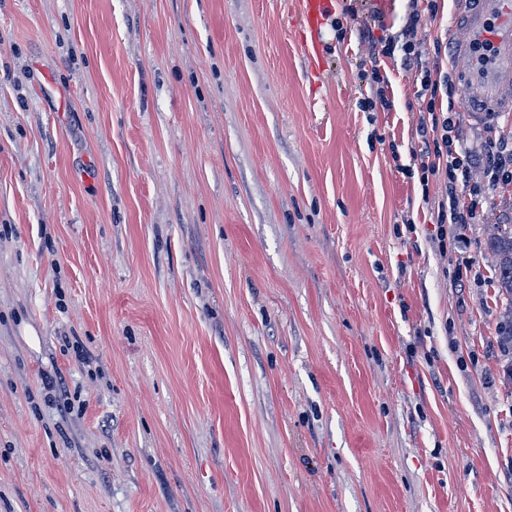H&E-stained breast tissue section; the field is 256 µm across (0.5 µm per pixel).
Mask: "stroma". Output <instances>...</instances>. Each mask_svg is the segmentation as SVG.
<instances>
[{"mask_svg":"<svg viewBox=\"0 0 512 512\" xmlns=\"http://www.w3.org/2000/svg\"><path fill=\"white\" fill-rule=\"evenodd\" d=\"M438 5L418 37L457 82ZM299 13L0 0V512H512V184L440 251L413 72L328 25L312 70ZM373 65L390 110L359 105ZM512 212L508 222L493 224L489 237V250L495 261L496 288L499 297L505 300L499 327L498 338L503 356L508 363L503 367L509 384L512 385Z\"/></svg>","mask_w":512,"mask_h":512,"instance_id":"obj_1","label":"stroma"}]
</instances>
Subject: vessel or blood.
I'll use <instances>...</instances> for the list:
<instances>
[{"label": "vessel or blood", "instance_id": "vessel-or-blood-1", "mask_svg": "<svg viewBox=\"0 0 512 512\" xmlns=\"http://www.w3.org/2000/svg\"><path fill=\"white\" fill-rule=\"evenodd\" d=\"M333 10V0H302L299 30L310 63L322 68L318 35ZM457 51L468 54L464 101L481 114L512 112V0H473L462 15Z\"/></svg>", "mask_w": 512, "mask_h": 512}]
</instances>
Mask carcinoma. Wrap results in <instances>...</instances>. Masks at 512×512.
Returning <instances> with one entry per match:
<instances>
[{
	"label": "carcinoma",
	"mask_w": 512,
	"mask_h": 512,
	"mask_svg": "<svg viewBox=\"0 0 512 512\" xmlns=\"http://www.w3.org/2000/svg\"><path fill=\"white\" fill-rule=\"evenodd\" d=\"M488 246L495 261L496 288L499 297L505 300L498 338L503 356L508 359L504 374L512 385V224L492 225Z\"/></svg>",
	"instance_id": "1"
}]
</instances>
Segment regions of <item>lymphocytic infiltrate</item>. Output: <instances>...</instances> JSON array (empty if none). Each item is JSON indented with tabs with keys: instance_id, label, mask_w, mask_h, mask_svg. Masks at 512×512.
<instances>
[{
	"instance_id": "f902f5d3",
	"label": "lymphocytic infiltrate",
	"mask_w": 512,
	"mask_h": 512,
	"mask_svg": "<svg viewBox=\"0 0 512 512\" xmlns=\"http://www.w3.org/2000/svg\"><path fill=\"white\" fill-rule=\"evenodd\" d=\"M437 0H409L408 13L401 28L382 36H375L372 17H360L357 7H349L351 17L359 21L357 34L367 42L371 52L389 59L400 58L412 68L420 82L419 94L426 98V113L421 116L408 149L417 168L421 186H428L430 178L445 181V196L437 204V225L467 224L475 217L473 204L468 203L463 186L469 185L476 171L496 176L512 163V150L497 143L477 151L463 147L453 118L463 101L460 92L452 86L446 72L431 69L424 61V46L418 37L423 13H436Z\"/></svg>"
}]
</instances>
